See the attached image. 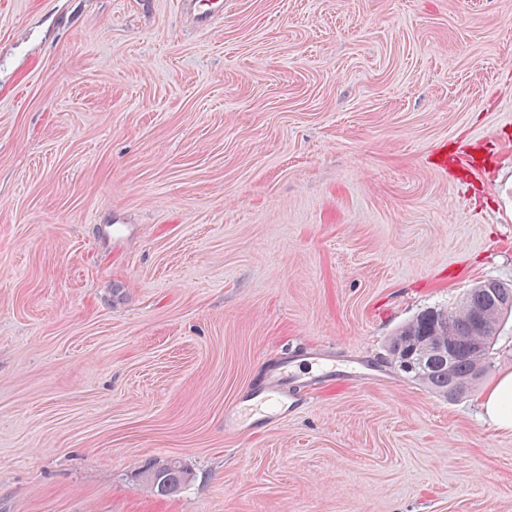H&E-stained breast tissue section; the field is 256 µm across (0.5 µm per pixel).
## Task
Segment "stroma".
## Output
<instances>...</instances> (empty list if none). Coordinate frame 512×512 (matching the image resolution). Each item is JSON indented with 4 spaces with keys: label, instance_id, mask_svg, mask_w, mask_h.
Returning a JSON list of instances; mask_svg holds the SVG:
<instances>
[{
    "label": "stroma",
    "instance_id": "35a3bbf8",
    "mask_svg": "<svg viewBox=\"0 0 512 512\" xmlns=\"http://www.w3.org/2000/svg\"><path fill=\"white\" fill-rule=\"evenodd\" d=\"M182 2L0 0V512H512L388 354L512 283V0ZM308 351L370 374L225 431ZM183 4L200 21L211 22L224 16L223 0H185ZM140 478L158 495L170 496L190 482L192 474L180 461L171 459L143 469L140 472Z\"/></svg>",
    "mask_w": 512,
    "mask_h": 512
}]
</instances>
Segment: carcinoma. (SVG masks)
Wrapping results in <instances>:
<instances>
[{
    "label": "carcinoma",
    "mask_w": 512,
    "mask_h": 512,
    "mask_svg": "<svg viewBox=\"0 0 512 512\" xmlns=\"http://www.w3.org/2000/svg\"><path fill=\"white\" fill-rule=\"evenodd\" d=\"M480 307L487 309V317L476 326L473 316ZM511 316L512 284L487 279L468 289L459 306L423 311L402 325L390 341L391 362L428 388L458 397L487 373L496 340ZM444 336L451 337L455 348L451 359L436 348ZM140 478L158 495L170 496L192 474L171 459L142 470Z\"/></svg>",
    "instance_id": "carcinoma-1"
}]
</instances>
